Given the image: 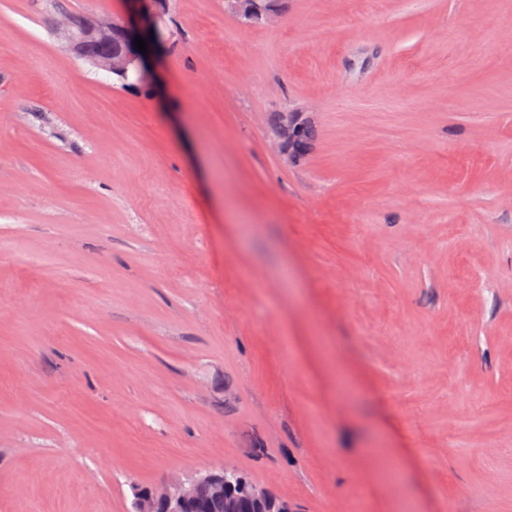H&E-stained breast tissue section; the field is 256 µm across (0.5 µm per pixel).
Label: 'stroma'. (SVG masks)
I'll list each match as a JSON object with an SVG mask.
<instances>
[{
    "instance_id": "obj_1",
    "label": "stroma",
    "mask_w": 512,
    "mask_h": 512,
    "mask_svg": "<svg viewBox=\"0 0 512 512\" xmlns=\"http://www.w3.org/2000/svg\"><path fill=\"white\" fill-rule=\"evenodd\" d=\"M55 19L0 0V512H512V0H171L153 86ZM225 11H230L248 23L271 21L278 10L273 0H225ZM290 134V127L288 126V117L286 122L283 126L280 127V129L277 131L275 138L273 140L274 146L278 150H282L285 141L288 139V136ZM311 135V131L309 127L305 126L304 123L295 122V130L291 138L288 139L286 143V147H288L289 144H300L303 142V140L307 139ZM201 486L208 488L205 499L198 497ZM134 512H295L288 500L242 475L231 463L186 481H174L160 488H133Z\"/></svg>"
}]
</instances>
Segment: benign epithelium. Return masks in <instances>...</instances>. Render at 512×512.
I'll list each match as a JSON object with an SVG mask.
<instances>
[{
	"mask_svg": "<svg viewBox=\"0 0 512 512\" xmlns=\"http://www.w3.org/2000/svg\"><path fill=\"white\" fill-rule=\"evenodd\" d=\"M130 15L114 19L102 15H60L54 32L62 48L86 59L85 44L96 40L113 46L106 54L90 59L99 70L126 78L138 71L153 78L151 60L157 50L140 52L134 39L158 32L169 12V0H129ZM224 9L248 22L270 21L278 10L275 0H224ZM134 512H295L288 500L242 475L231 463L186 481H174L160 488L133 487Z\"/></svg>",
	"mask_w": 512,
	"mask_h": 512,
	"instance_id": "1",
	"label": "benign epithelium"
}]
</instances>
